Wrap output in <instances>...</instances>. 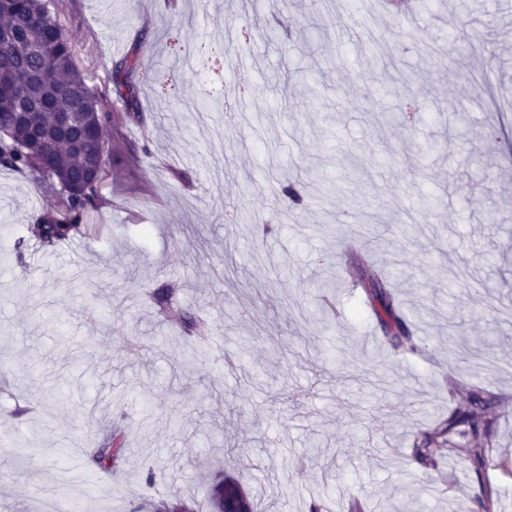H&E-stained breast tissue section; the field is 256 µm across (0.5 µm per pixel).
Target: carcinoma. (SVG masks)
<instances>
[{
	"label": "carcinoma",
	"mask_w": 512,
	"mask_h": 512,
	"mask_svg": "<svg viewBox=\"0 0 512 512\" xmlns=\"http://www.w3.org/2000/svg\"><path fill=\"white\" fill-rule=\"evenodd\" d=\"M15 7L27 19V25L45 35L49 47L41 54L21 51L19 43L25 40V28H20L17 42L0 44V87L8 88L24 83L30 74L38 75L42 91L50 95L46 108L24 120L18 116V106L13 97L0 94V165L27 174L34 182L69 183L83 173L104 165V140L98 139L87 149L66 145L58 137L56 118L59 112H70L82 125H91L102 131L112 125V113L98 107L95 93L86 77L76 67L70 38L58 23L56 12L42 0H15ZM137 70L135 57L128 55L119 62L112 74L116 95L133 102V86L128 82ZM39 131L51 151V162L45 163L40 153L29 147L31 130ZM98 200V184L89 183L80 190L62 187L58 192L55 209L45 212L31 227L32 235L44 244H53L82 231V217ZM162 311L180 320L183 331L201 335L208 325L182 312L170 290L154 295ZM374 315L385 330V340L398 348L409 341L408 329L394 298L381 287L373 288ZM499 405L496 396L481 389L469 391L468 401L448 411L432 431L426 433L415 456L426 467L435 462L443 448L454 446V438L465 439L468 448L461 458L462 464L477 477H482L488 466L487 447L491 446L494 433V411ZM125 452L124 442L118 432H113L101 444L89 449L91 462L100 469L116 466ZM480 512H497L498 496L489 486L482 489L478 500ZM230 507L238 512H253V506L240 480L222 474L210 488L211 512H226Z\"/></svg>",
	"instance_id": "1"
}]
</instances>
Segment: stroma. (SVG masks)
I'll return each instance as SVG.
<instances>
[{"label": "stroma", "instance_id": "35a3bbf8", "mask_svg": "<svg viewBox=\"0 0 512 512\" xmlns=\"http://www.w3.org/2000/svg\"><path fill=\"white\" fill-rule=\"evenodd\" d=\"M335 2L58 7L116 123L67 240L30 232L55 189L0 167V512L202 504L220 471L257 512H476L485 484L512 512V0ZM130 53L132 110L112 83ZM475 81L480 107L446 110ZM204 97L246 103L228 119ZM377 280L412 349L385 341ZM166 288L220 344L164 319ZM452 341L473 357L449 363ZM473 386L501 400L484 477L460 447L422 466ZM115 430L116 468L70 456Z\"/></svg>", "mask_w": 512, "mask_h": 512}]
</instances>
